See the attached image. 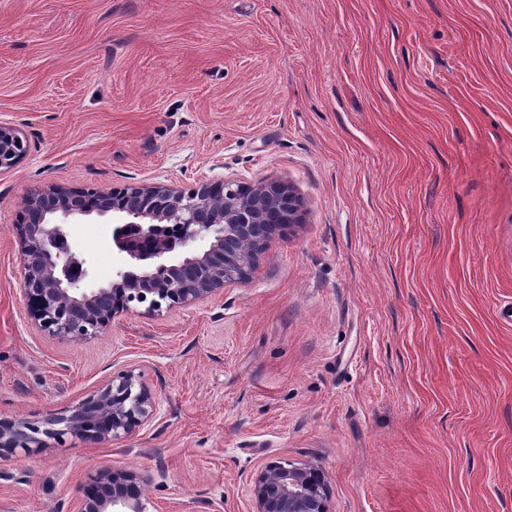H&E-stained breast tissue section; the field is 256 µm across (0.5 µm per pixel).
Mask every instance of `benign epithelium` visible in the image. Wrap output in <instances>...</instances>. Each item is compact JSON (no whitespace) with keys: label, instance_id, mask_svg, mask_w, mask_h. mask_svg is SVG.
<instances>
[{"label":"benign epithelium","instance_id":"obj_1","mask_svg":"<svg viewBox=\"0 0 512 512\" xmlns=\"http://www.w3.org/2000/svg\"><path fill=\"white\" fill-rule=\"evenodd\" d=\"M26 154L21 132L0 125V171ZM300 207L293 189L280 182L203 181L189 190L137 183L118 191L36 187L14 225L22 254L20 291L45 335L62 341L96 337L132 302L153 311L164 301L188 306L228 283L246 282L277 229L274 217L283 225L299 224ZM89 216L121 219L112 238L129 261L105 284L85 283L89 272L68 239L67 224ZM162 221L179 225L178 238L163 237ZM154 412L155 395L144 375L120 370L42 427L24 418L0 419V457L30 458L48 447L46 439L66 435L96 443L121 440L149 424ZM147 482L134 470L91 469L70 512H173L168 502H149ZM328 495L325 472L310 465L270 461L253 477L255 512H327Z\"/></svg>","mask_w":512,"mask_h":512}]
</instances>
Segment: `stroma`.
<instances>
[{"instance_id":"stroma-1","label":"stroma","mask_w":512,"mask_h":512,"mask_svg":"<svg viewBox=\"0 0 512 512\" xmlns=\"http://www.w3.org/2000/svg\"><path fill=\"white\" fill-rule=\"evenodd\" d=\"M1 124L0 419L120 369L156 412L0 458V512H69L99 466L254 512L270 460L320 466L329 512H512V0H0ZM224 179L301 200L247 282L80 341L29 317L31 189ZM68 235L92 283L125 265L106 219ZM27 141L11 126L0 125V171L14 168L27 154Z\"/></svg>"}]
</instances>
